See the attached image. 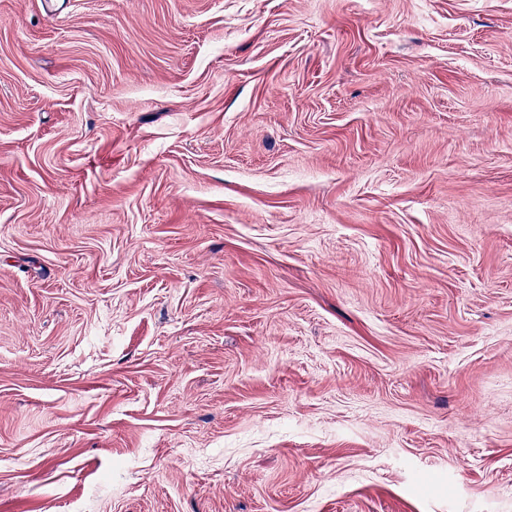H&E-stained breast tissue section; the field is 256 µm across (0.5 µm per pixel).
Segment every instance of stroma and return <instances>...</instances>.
<instances>
[{"label": "stroma", "instance_id": "obj_1", "mask_svg": "<svg viewBox=\"0 0 512 512\" xmlns=\"http://www.w3.org/2000/svg\"><path fill=\"white\" fill-rule=\"evenodd\" d=\"M0 512H512V0H0Z\"/></svg>", "mask_w": 512, "mask_h": 512}]
</instances>
